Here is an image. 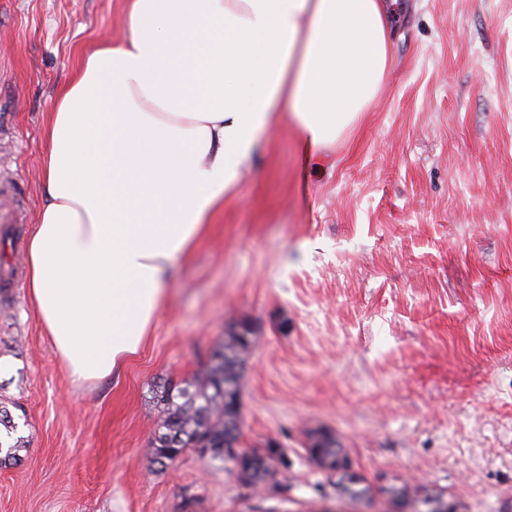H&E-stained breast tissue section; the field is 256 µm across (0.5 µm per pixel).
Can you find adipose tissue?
Returning a JSON list of instances; mask_svg holds the SVG:
<instances>
[{
    "instance_id": "adipose-tissue-1",
    "label": "adipose tissue",
    "mask_w": 512,
    "mask_h": 512,
    "mask_svg": "<svg viewBox=\"0 0 512 512\" xmlns=\"http://www.w3.org/2000/svg\"><path fill=\"white\" fill-rule=\"evenodd\" d=\"M48 114L26 295L76 388L144 346L178 261L289 123L306 155L369 111L391 0H126Z\"/></svg>"
}]
</instances>
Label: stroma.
Segmentation results:
<instances>
[{"instance_id": "1", "label": "stroma", "mask_w": 512, "mask_h": 512, "mask_svg": "<svg viewBox=\"0 0 512 512\" xmlns=\"http://www.w3.org/2000/svg\"><path fill=\"white\" fill-rule=\"evenodd\" d=\"M125 0H0V407L24 444L0 512H357L310 460L334 433L376 488L512 512V0H404L371 110L301 163L282 125L179 265L143 349L78 389L23 288L45 120ZM256 338L240 445L276 443L283 491L186 450L150 463L156 389L230 328Z\"/></svg>"}]
</instances>
